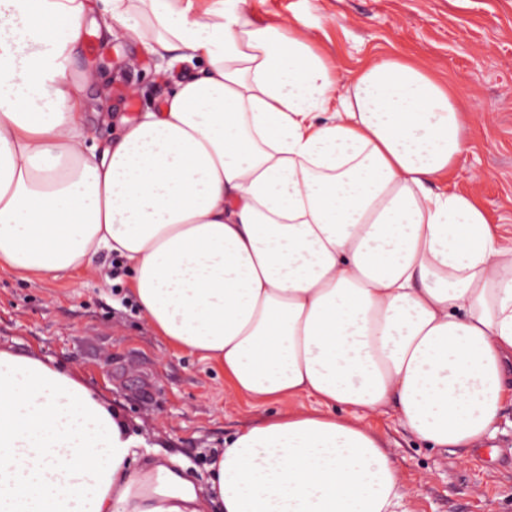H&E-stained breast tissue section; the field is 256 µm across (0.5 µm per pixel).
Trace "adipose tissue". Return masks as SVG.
Listing matches in <instances>:
<instances>
[{"instance_id":"adipose-tissue-1","label":"adipose tissue","mask_w":512,"mask_h":512,"mask_svg":"<svg viewBox=\"0 0 512 512\" xmlns=\"http://www.w3.org/2000/svg\"><path fill=\"white\" fill-rule=\"evenodd\" d=\"M246 2L106 0L124 37L207 69L100 143L80 99L95 0H0V269L57 281L117 256L151 328L230 396L295 403L225 437L200 481L0 350V512H409L367 417L480 448L512 400V236L439 185L467 139L447 82L395 57L342 72Z\"/></svg>"}]
</instances>
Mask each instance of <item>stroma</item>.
Listing matches in <instances>:
<instances>
[{
	"instance_id": "stroma-1",
	"label": "stroma",
	"mask_w": 512,
	"mask_h": 512,
	"mask_svg": "<svg viewBox=\"0 0 512 512\" xmlns=\"http://www.w3.org/2000/svg\"><path fill=\"white\" fill-rule=\"evenodd\" d=\"M245 10L255 20L300 21L341 70L396 55L447 80L468 138L442 184L475 193L490 223L512 229V0H247ZM106 17L98 9L83 53L99 76L83 92L84 118L102 141L121 135V119L160 111L177 75L205 68L109 39ZM0 350L79 379L145 447L178 457L200 479L210 450L262 416L227 395L222 367L174 348L140 318L120 284L95 277L27 282L1 270ZM368 422L413 491L410 512H512L511 402L490 447L467 452L426 447L391 414Z\"/></svg>"
}]
</instances>
